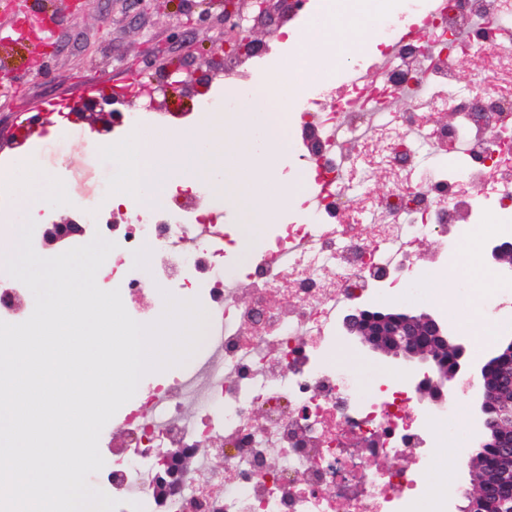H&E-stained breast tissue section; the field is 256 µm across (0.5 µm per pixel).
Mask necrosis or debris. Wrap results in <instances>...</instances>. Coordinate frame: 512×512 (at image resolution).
<instances>
[{"instance_id": "4bbe7bcc", "label": "necrosis or debris", "mask_w": 512, "mask_h": 512, "mask_svg": "<svg viewBox=\"0 0 512 512\" xmlns=\"http://www.w3.org/2000/svg\"><path fill=\"white\" fill-rule=\"evenodd\" d=\"M379 21L376 55L388 67L374 80L326 75L329 87H303L282 106V82L258 77L288 62L283 43L266 44L224 69V81L190 111L121 114L108 134L121 141L139 128L177 136L195 116L225 108V86L255 95L269 111L299 113L297 148L309 185L299 223L272 225L263 242L239 247L224 208L204 190L173 193L146 207L127 198L129 220L101 277L119 290L129 315L146 323L165 308L164 293L199 300L204 340L190 362L147 378L113 416L123 431L112 468L92 474L117 512H445L422 478L448 472L430 458L464 431L461 392L444 409H420L403 379L364 382L336 365V323L358 299L394 296L419 280V242L458 266L473 229L487 242L512 239L499 213L512 203V0H405ZM464 57L480 60L467 78ZM453 154V167L421 165L419 150ZM384 171V194L360 192ZM210 236H199L202 225ZM151 250L154 268L140 256ZM476 301L491 334L512 328V272L492 271ZM193 449V464L164 502L149 487L159 454ZM421 458L396 471L383 460Z\"/></svg>"}]
</instances>
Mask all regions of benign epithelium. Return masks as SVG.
<instances>
[{"mask_svg":"<svg viewBox=\"0 0 512 512\" xmlns=\"http://www.w3.org/2000/svg\"><path fill=\"white\" fill-rule=\"evenodd\" d=\"M296 0H224V48L228 57L237 56L244 48L258 49L263 45L256 36L258 22L266 20ZM164 82L156 87L145 86L142 95L146 106L156 104L155 94L176 91L185 85L180 74L186 64L180 60H159ZM114 100L103 93L84 104V117H91L90 127L104 131L112 123V113L103 104ZM87 231V225L71 216L44 225L42 244L49 249L70 247ZM493 264H503L512 258V242L494 244L490 248ZM342 327L371 351L411 363L419 370H405V383L421 405L437 409L443 397L462 379L474 382L478 395V413L473 425L478 446L493 444L503 449L487 470L494 480L505 487L512 486V341L490 349L478 366L468 360V342L448 328V324L429 312H410L378 306L356 307L348 311ZM189 449L174 448L164 457L165 477L151 485L157 501H163L171 479L183 469ZM449 512H512V498H496L488 487L478 484L476 491L453 502Z\"/></svg>","mask_w":512,"mask_h":512,"instance_id":"benign-epithelium-1","label":"benign epithelium"}]
</instances>
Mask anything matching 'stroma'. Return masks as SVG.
I'll return each mask as SVG.
<instances>
[{
	"mask_svg": "<svg viewBox=\"0 0 512 512\" xmlns=\"http://www.w3.org/2000/svg\"><path fill=\"white\" fill-rule=\"evenodd\" d=\"M8 6L16 18L47 9L56 14L57 23L35 37L0 46V72L8 76L7 81L0 82V128L12 130L35 117L44 131L51 132L57 125L58 111L80 105L89 97L119 90L135 78L147 84L162 83V75L149 68L147 60L153 54L181 56L180 47L171 41L170 25L189 12L206 15L192 36L196 62L190 66V74L197 79L224 66L220 49L224 37L222 0H145L141 5L133 0H86L78 11L70 0H9ZM40 68L45 71L44 78L33 79V71ZM99 149L100 140L91 129L73 132L62 155L37 152L13 169L17 193L50 178L65 188L75 204L91 202L116 170L114 164L101 160ZM221 181L228 184V191L217 192ZM246 184V177L227 169L221 180H208L212 199L224 203L226 221L238 225L246 221L242 201ZM458 286L448 273L440 285L444 306L431 305L419 297H402L394 305L437 314L442 321L456 325L464 322L469 331H479L481 322L468 321L465 307L454 300ZM330 358L352 367L369 382L399 369L394 360L373 354L341 329L336 332V348ZM475 450V435L470 429L461 446L437 449L438 463L447 467L451 476L448 499L471 489L468 460Z\"/></svg>",
	"mask_w": 512,
	"mask_h": 512,
	"instance_id": "1",
	"label": "stroma"
}]
</instances>
